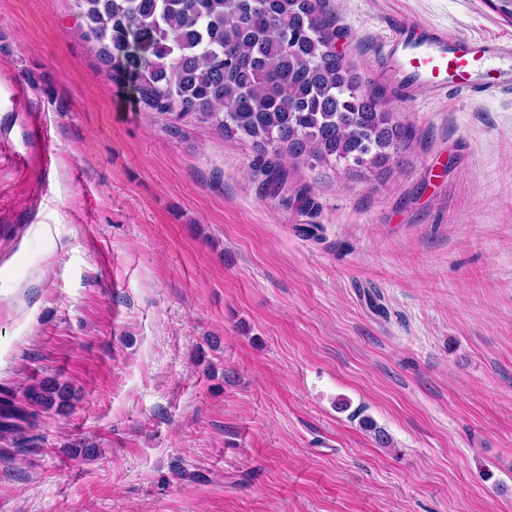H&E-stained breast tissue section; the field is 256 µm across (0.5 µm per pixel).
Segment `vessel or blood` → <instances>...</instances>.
Instances as JSON below:
<instances>
[{
  "label": "vessel or blood",
  "instance_id": "1",
  "mask_svg": "<svg viewBox=\"0 0 512 512\" xmlns=\"http://www.w3.org/2000/svg\"><path fill=\"white\" fill-rule=\"evenodd\" d=\"M511 58L510 42L465 38L418 21H403L390 31L383 68L397 76L398 88L409 97L492 94L511 91L512 80L483 82L479 66Z\"/></svg>",
  "mask_w": 512,
  "mask_h": 512
}]
</instances>
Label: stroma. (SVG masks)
I'll use <instances>...</instances> for the list:
<instances>
[{
	"mask_svg": "<svg viewBox=\"0 0 512 512\" xmlns=\"http://www.w3.org/2000/svg\"><path fill=\"white\" fill-rule=\"evenodd\" d=\"M326 9L414 135L274 194L250 143L113 82L75 0H0V394H75L0 439V512H512V93L410 102L379 66L404 20L512 22ZM83 438L96 460L64 453Z\"/></svg>",
	"mask_w": 512,
	"mask_h": 512,
	"instance_id": "35a3bbf8",
	"label": "stroma"
}]
</instances>
